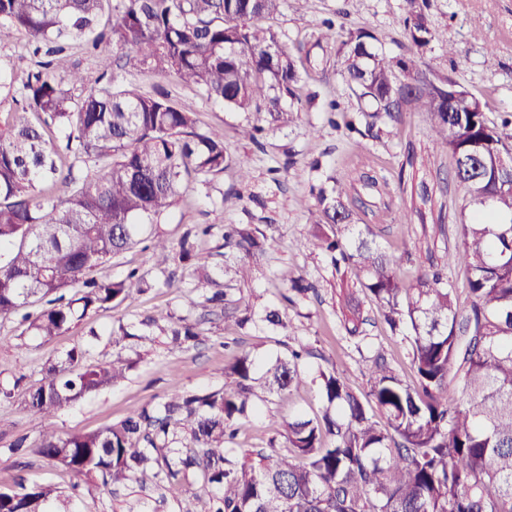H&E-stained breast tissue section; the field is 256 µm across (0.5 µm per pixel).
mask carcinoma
I'll list each match as a JSON object with an SVG mask.
<instances>
[{
	"label": "carcinoma",
	"instance_id": "carcinoma-1",
	"mask_svg": "<svg viewBox=\"0 0 512 512\" xmlns=\"http://www.w3.org/2000/svg\"><path fill=\"white\" fill-rule=\"evenodd\" d=\"M105 2L0 0L1 43L23 31L33 55H53L71 37L99 52L101 68L93 87L76 70L60 75L51 60L30 71L20 55L0 69L1 84L20 81V108L0 113V321L17 320L22 336L49 340L127 300L144 283L138 271L118 280L92 273L136 245L163 271L192 261L214 225H195L175 246L149 225L190 181L231 166L242 180L249 174L246 159L226 154L224 135L199 131L196 112L119 81L116 71L138 68L255 112L260 119L247 130L255 143L302 112L296 57L266 25L285 0H120L99 29ZM428 2L405 0L404 27L419 50L439 40ZM372 39L359 30L341 41L340 75L357 101L372 104L369 132L409 112L433 114L432 140L451 155L464 190L452 259L469 273L471 306L457 309L439 270L406 285L369 225L358 223L342 179L312 188L307 235L380 305L390 331L404 333L415 382L403 381L380 349L362 367L364 393L334 369L312 375L305 363L315 351L293 336L273 361L235 357L224 367L228 385L175 393L96 432L63 437L48 425L32 447L21 440L14 451L74 473L77 494L84 483L101 491L166 484L208 501L209 512H512V129L491 123L478 98L450 79L434 81L415 58L371 51ZM222 240L218 261L193 265L209 295L189 304L243 328L252 315L226 277H247L272 243L257 224H226ZM283 281L290 305L318 294L299 278ZM262 321L288 333L284 308L266 309ZM343 322L349 338L365 340L367 319L349 295ZM162 335L187 348L205 339L184 317H148L135 333L120 324L110 332L112 361L89 364L81 346L71 348L29 393L30 410L50 418L120 383L136 364L125 341ZM307 383L323 410L294 414L285 448L237 457L232 444L249 418ZM46 499L41 487L1 491L0 512H43Z\"/></svg>",
	"mask_w": 512,
	"mask_h": 512
}]
</instances>
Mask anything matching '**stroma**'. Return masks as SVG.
I'll return each instance as SVG.
<instances>
[{"label": "stroma", "mask_w": 512, "mask_h": 512, "mask_svg": "<svg viewBox=\"0 0 512 512\" xmlns=\"http://www.w3.org/2000/svg\"><path fill=\"white\" fill-rule=\"evenodd\" d=\"M404 7V0H287L274 28L281 44L299 54V94L312 92L316 98L306 105L298 123L268 132L259 146L244 135L256 121L254 113L228 109L170 80L135 70L122 73L124 82L146 90L163 87L196 112L200 131H222L227 153L250 161L246 180H239L235 169L229 168L207 181L190 184L159 220L157 232L175 243L193 224L260 225L276 245L241 285L255 312L276 303L279 274L284 270L316 282L321 295L289 309L290 329L285 334L261 321L240 330L215 319L205 323L208 339L198 347L178 349L163 337L155 344L139 346L140 358L126 380L82 396L55 414L49 423L59 433L98 431L147 402L161 403L184 390L221 387L224 365L232 355L247 351L274 359L283 352L289 334L307 339L317 349L308 370L321 365L336 368L363 389L367 386L360 373L364 360L383 347L402 377L412 380L406 344L387 328L378 306L358 294L368 322L365 341L355 344L343 327L339 275L320 250L297 246L308 231L311 185L336 175L351 182L356 213L370 225L381 248L397 259L406 281H413L418 271L430 265L446 267L460 306L469 304L466 272L450 262L458 245L463 192L452 179L450 156L439 153L431 140V114L408 113L402 124L384 127L374 140L327 120L329 101H336L340 111L352 115L356 100L336 73L338 43L315 42L321 22L333 19L343 35L370 31L379 50L392 56L408 54L413 47L402 22ZM428 15L443 40L424 50L423 69L435 79L455 80L479 98L489 120L498 123L512 117V0H430ZM474 17L482 22L479 40L470 34L469 21ZM452 46L457 49L453 56L448 53ZM132 267L139 268L147 280L146 292L89 315L49 341L19 335L15 323L0 322V384L14 390L13 399L0 402V489H13L20 483L50 489V512H82L84 503L72 493L73 473L33 454L11 453L17 438L35 441L47 423L25 407V391L37 387L44 368L60 361L73 346L83 347L86 362L111 360L109 331L113 326H132L147 316L166 314L195 321L202 313L186 302L192 291L189 280L168 277L141 248L112 259L96 276L118 278ZM321 408L317 391L309 384L290 398L274 400L267 416L253 421L238 436L237 453L283 447V421L296 411L312 415ZM98 506L99 512H207L205 503L188 494L143 491L133 484L101 494Z\"/></svg>", "instance_id": "stroma-1"}]
</instances>
